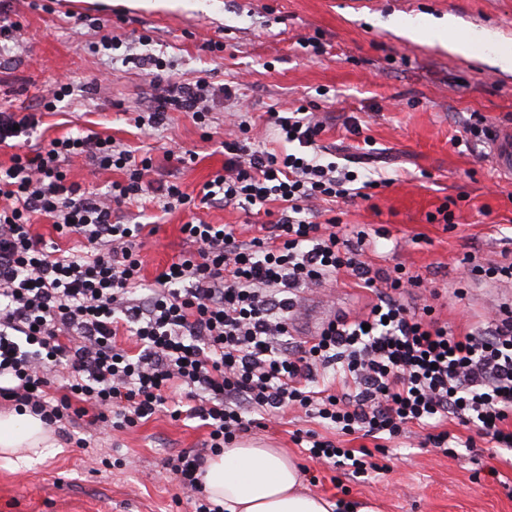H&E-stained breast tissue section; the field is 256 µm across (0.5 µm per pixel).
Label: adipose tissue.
<instances>
[{
    "label": "adipose tissue",
    "instance_id": "1",
    "mask_svg": "<svg viewBox=\"0 0 512 512\" xmlns=\"http://www.w3.org/2000/svg\"><path fill=\"white\" fill-rule=\"evenodd\" d=\"M54 431L31 413H0V459L29 465L60 452ZM201 482L225 512H333L334 503L307 493L284 452L237 444L212 456Z\"/></svg>",
    "mask_w": 512,
    "mask_h": 512
}]
</instances>
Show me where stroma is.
<instances>
[{
    "label": "stroma",
    "mask_w": 512,
    "mask_h": 512,
    "mask_svg": "<svg viewBox=\"0 0 512 512\" xmlns=\"http://www.w3.org/2000/svg\"><path fill=\"white\" fill-rule=\"evenodd\" d=\"M1 11L19 22L20 31L15 50L0 57V102L33 108L57 77L75 82L59 111L42 115L29 145L93 130L151 154L157 178L201 196L224 167L221 148L204 138L222 131L223 103L212 107L210 128H201L191 113L175 112L164 129L140 134L131 116L153 92L149 76L94 51L104 39L146 30L152 51L174 59L182 78L208 76L235 86L237 104L259 119L258 138L273 135L261 121L269 107L303 105L325 121L322 142L337 159L372 140L375 168L390 186L335 211L377 241L367 255L373 267L401 265L422 279V287L404 297L410 307L432 306L435 318L465 332L485 323L494 306L512 304V280L458 284L466 256L484 265L512 258V183L495 172L486 140L453 144L465 124H512V73L483 54L395 32L408 16H451L459 23L457 42L470 30L485 29L496 45L512 47V0H0ZM312 36L324 44L321 56L301 47ZM213 42L223 51H211ZM354 124L359 134L350 133ZM172 140L195 150V163L167 162L163 146ZM444 204L453 223H428V214ZM194 219L256 221L243 209L218 204L168 214L149 203L128 206L125 223L158 227L143 254L145 281L185 250L180 227ZM297 293L335 300L337 316L350 320L362 317L372 301L345 277L334 287ZM316 426L291 412L256 434L318 475L312 494L371 503L377 512H512V465L485 440L447 456L421 447L423 434L415 430L402 446L390 448L385 473L363 478L339 475L292 442V431ZM205 436L198 420L175 422L161 412L130 431L101 435L92 448L69 443L62 454L28 467L0 461V512H169L178 487L165 463L200 447ZM105 456L129 465L105 468Z\"/></svg>",
    "instance_id": "35a3bbf8"
}]
</instances>
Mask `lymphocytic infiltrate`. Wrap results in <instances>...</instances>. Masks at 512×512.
<instances>
[{
  "mask_svg": "<svg viewBox=\"0 0 512 512\" xmlns=\"http://www.w3.org/2000/svg\"><path fill=\"white\" fill-rule=\"evenodd\" d=\"M138 62L166 86L135 117L138 130L163 129L174 110L209 126L211 82L175 80L172 61L152 54ZM269 116L277 150L251 139L246 111L226 113L224 169L200 199L262 212L265 223L247 240L232 224H183L187 250L142 296V251L156 230L123 223L121 213L134 203L170 212L193 201L179 184L152 179L151 155L90 130L0 166V399L80 448L94 432H122L161 410L200 420L201 447L168 462L179 487L172 501L192 512H224L202 490L207 457L291 409L322 426L292 433L309 458L358 475L380 466L367 449L347 453L336 436L392 440L418 426L425 444L449 454L455 422L473 433L466 447L480 436L512 452V308L458 336L433 319L432 306L408 307L402 295L419 278L400 265L389 274L373 268L364 236L316 206L370 199L388 180L327 160L324 126L306 107ZM82 155L122 180L104 193L68 181L67 162ZM37 215L72 246L35 233ZM342 274L373 294L365 319L340 317L294 340L296 288Z\"/></svg>",
  "mask_w": 512,
  "mask_h": 512,
  "instance_id": "obj_1",
  "label": "lymphocytic infiltrate"
}]
</instances>
